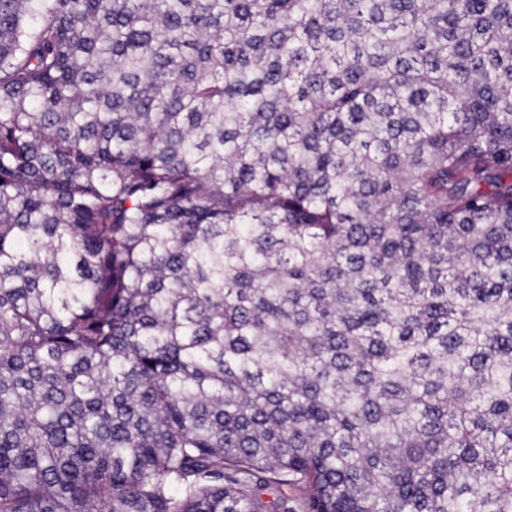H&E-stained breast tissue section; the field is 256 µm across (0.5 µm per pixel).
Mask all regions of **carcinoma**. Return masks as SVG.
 I'll use <instances>...</instances> for the list:
<instances>
[{"instance_id":"carcinoma-1","label":"carcinoma","mask_w":512,"mask_h":512,"mask_svg":"<svg viewBox=\"0 0 512 512\" xmlns=\"http://www.w3.org/2000/svg\"><path fill=\"white\" fill-rule=\"evenodd\" d=\"M0 512H512V0H0Z\"/></svg>"}]
</instances>
